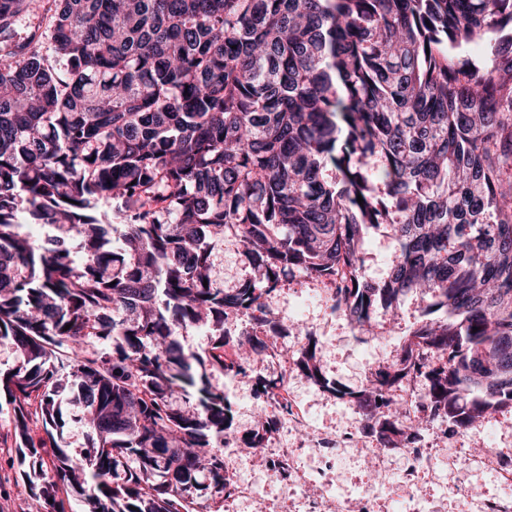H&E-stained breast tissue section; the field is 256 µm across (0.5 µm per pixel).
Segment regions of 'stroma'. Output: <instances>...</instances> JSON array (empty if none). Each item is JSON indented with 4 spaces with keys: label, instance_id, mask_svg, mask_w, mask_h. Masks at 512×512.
<instances>
[{
    "label": "stroma",
    "instance_id": "obj_1",
    "mask_svg": "<svg viewBox=\"0 0 512 512\" xmlns=\"http://www.w3.org/2000/svg\"><path fill=\"white\" fill-rule=\"evenodd\" d=\"M397 244L388 228L371 230L364 240V272L368 279L383 280L396 255ZM215 262L225 287L246 281L251 269L240 245L226 238L215 253ZM281 328L271 334L277 345L295 350L300 339L294 326L309 329L319 341V365L330 381L356 391L367 376L401 352L409 333L422 319L423 299L407 294L400 300L396 320L375 315L378 331L371 338L353 330L349 320L332 309L327 289L306 276L284 279L267 298ZM281 378L289 398L306 424L298 430L283 417H275L272 442L290 449V458L300 471L318 477L331 497L356 501L359 492L376 486V512H402L408 494H415L421 512H466L468 504L459 494L460 484H467L483 498L500 492L498 474L468 463L449 471L443 458L467 448L477 452L487 448H512V407L501 409L474 428L462 431L439 421L414 432L413 447L427 457L424 467H413L406 454L390 457V478H371L367 469L369 452L378 451L379 443L363 428L361 417L350 398L338 397L308 379L296 368H284L267 358L256 360L249 376L214 373L212 385L223 391L233 413L232 429L224 438V467L234 479L250 489L254 500L224 501V512H251L253 502H260L263 512H305L299 489L288 482L287 474L267 469L262 457L244 448L247 435L258 424L263 398L256 394L258 380ZM12 410L0 407V512H47L42 499L20 494L19 473L13 462L17 456L9 422ZM351 432L350 450H336V439Z\"/></svg>",
    "mask_w": 512,
    "mask_h": 512
}]
</instances>
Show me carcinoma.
Returning <instances> with one entry per match:
<instances>
[{
  "mask_svg": "<svg viewBox=\"0 0 512 512\" xmlns=\"http://www.w3.org/2000/svg\"><path fill=\"white\" fill-rule=\"evenodd\" d=\"M38 2L0 0V343L22 357L0 401L25 491L210 512L205 491L233 486L212 373L245 377L255 354L353 399L388 452L409 450L410 375L458 429L512 405V0H52L51 58L17 33ZM21 214L55 234L22 235ZM383 224L398 253L372 282L362 244ZM226 236L252 270L237 288L215 274ZM295 272L362 335L409 292L427 319L358 392L323 377L309 331L292 357L224 337L238 316L275 331L266 297ZM201 326L218 337L185 349ZM70 420L93 453L65 451Z\"/></svg>",
  "mask_w": 512,
  "mask_h": 512,
  "instance_id": "1",
  "label": "carcinoma"
}]
</instances>
